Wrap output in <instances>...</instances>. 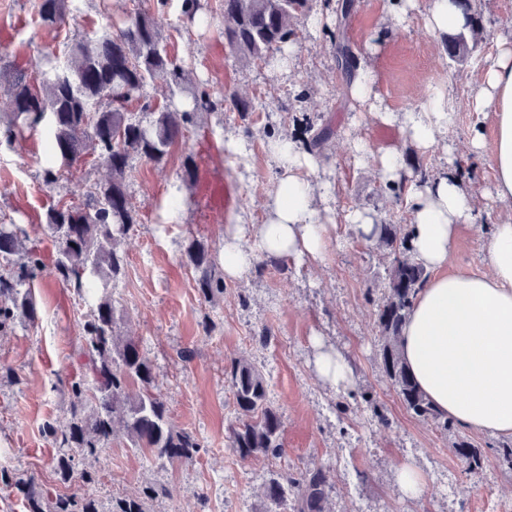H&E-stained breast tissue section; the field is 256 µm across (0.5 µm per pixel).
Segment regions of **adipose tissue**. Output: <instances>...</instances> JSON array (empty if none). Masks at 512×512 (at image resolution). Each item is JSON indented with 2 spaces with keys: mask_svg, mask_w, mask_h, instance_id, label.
Listing matches in <instances>:
<instances>
[{
  "mask_svg": "<svg viewBox=\"0 0 512 512\" xmlns=\"http://www.w3.org/2000/svg\"><path fill=\"white\" fill-rule=\"evenodd\" d=\"M478 84L479 119H491L495 136L485 144L475 135L469 146L488 153L489 195L512 201V33L502 35ZM445 98L426 99L405 113L403 127L423 150L445 138L453 115ZM277 165L268 216L254 229L258 253L240 244L239 228L224 229V275L241 277L258 257L323 260L331 227L316 209L310 176L319 160L288 138L270 144ZM377 170L383 181H407L413 201L412 245L430 276L403 326L401 355L434 407L460 425L495 436L512 437V217L495 221L488 240V271L452 273L455 243L462 225L478 215L474 192L453 172L421 177L406 167L394 148L382 151ZM314 369L328 387L347 390L353 372L346 356L316 341Z\"/></svg>",
  "mask_w": 512,
  "mask_h": 512,
  "instance_id": "obj_1",
  "label": "adipose tissue"
}]
</instances>
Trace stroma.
Segmentation results:
<instances>
[{"mask_svg":"<svg viewBox=\"0 0 512 512\" xmlns=\"http://www.w3.org/2000/svg\"><path fill=\"white\" fill-rule=\"evenodd\" d=\"M214 13L210 27L178 29L181 0H68L73 22L68 38L78 39L114 18L139 10L161 23L171 55L194 67L214 101L234 93L249 106L247 117L223 109L196 117L187 144L197 172L228 186V206L211 203L198 188L183 189L182 152L162 164L134 161L128 194L137 222L122 248L125 269L113 290L118 309L115 331L132 338L149 357L157 390L172 425L199 440L190 462H148L125 437L113 439L92 465L99 473L94 490L102 505L134 494L143 484L165 487L149 501L148 512H268L264 488L284 470L324 467L334 488L330 512H512V475L495 456L498 437L454 427L440 432L433 422L415 417L385 376L379 356L376 306L386 288L387 259L375 241L359 235L344 214L358 209L383 224L411 228L412 203L386 188L376 169L380 151L395 148L408 167L435 175L446 168L479 194L491 185L487 157L461 156L473 135L477 76L495 52L497 36L512 31V0H470L481 18L477 45L463 62L451 60L444 42L427 30L428 0H417L404 23L393 13L403 0H356L346 21H339V0H312L311 13L295 24L294 56L288 70L246 63L230 56L222 35L219 0H201ZM37 0H0V40L17 63L60 54L63 37L36 22ZM350 48L376 71L375 92L396 114L417 109L430 91L444 93L454 121L444 145L421 150L399 123L361 107L337 66L339 47ZM329 135L315 150L320 167L312 176L328 186L319 211L335 223L321 262L291 257L260 258L243 277L227 281L222 296L202 304L194 275L182 257L187 239L209 245L224 256L226 215L239 218L241 242L253 249L254 225L265 219L276 164L269 143L285 135L304 144L321 129ZM50 139L49 124L28 131L24 142L0 138V218L25 229L29 244L45 254L54 245L45 215L59 199L78 197L107 176L105 167L84 166L57 186L43 183ZM241 143L238 151L228 142ZM362 151H355L354 142ZM456 150L449 159L448 150ZM512 216V203L484 198L477 223L458 234L453 272L486 270V245L497 217ZM38 310L35 323L19 322L0 334V467L35 477L52 494L71 492L55 470L56 448L42 426H65L70 400L64 383L80 372L79 336L89 310L50 273L32 285ZM342 351L355 373L351 391H335L313 369L314 341ZM244 358L258 366L267 395L282 420L284 453L278 458L244 461L230 446L237 415L225 368ZM349 402L337 414L338 402ZM481 448L487 467L466 473L455 456V442ZM412 464L422 477L420 495H406L398 470Z\"/></svg>","mask_w":512,"mask_h":512,"instance_id":"35a3bbf8","label":"stroma"}]
</instances>
